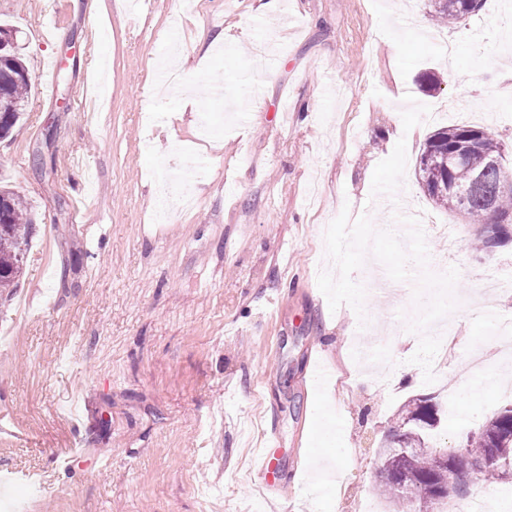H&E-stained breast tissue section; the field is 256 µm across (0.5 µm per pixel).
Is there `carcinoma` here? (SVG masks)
Listing matches in <instances>:
<instances>
[{
	"label": "carcinoma",
	"mask_w": 512,
	"mask_h": 512,
	"mask_svg": "<svg viewBox=\"0 0 512 512\" xmlns=\"http://www.w3.org/2000/svg\"><path fill=\"white\" fill-rule=\"evenodd\" d=\"M443 25L475 12L483 0H428ZM29 72L18 48L0 49V137H9L26 110ZM500 143L480 128L450 125L429 135L417 157L420 183L431 201L450 215L478 225L477 247L488 252L512 240V228L491 227L497 213L512 214V188H503L496 161ZM33 220L14 192L0 188V292L13 288L22 272ZM433 398L418 396L401 408L382 449L378 487L391 502L434 505L463 487L462 478L478 459L492 458L476 475L503 482L500 464H512V406L489 418L468 436L462 453L442 459L429 445V433L440 421Z\"/></svg>",
	"instance_id": "carcinoma-1"
}]
</instances>
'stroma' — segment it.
Returning <instances> with one entry per match:
<instances>
[{
  "mask_svg": "<svg viewBox=\"0 0 512 512\" xmlns=\"http://www.w3.org/2000/svg\"><path fill=\"white\" fill-rule=\"evenodd\" d=\"M125 2L57 0L46 17L0 0L31 78L0 142V186L35 216L18 284L0 295V469L41 476L0 495V512H357L365 499L394 512L377 472L409 398L434 397L432 442L448 449L512 403V354L486 337L489 318H512L498 277L512 241L476 252L475 225L438 209L416 174L426 137L453 124L500 141L512 172V0L443 28L427 0H284L273 20L254 0ZM219 28L223 49L206 53L201 32ZM428 31L458 44L454 64ZM174 38L196 68L184 112L154 98ZM188 155L204 172L177 207L163 188ZM343 211L395 232L397 213H420L431 270L458 268L443 379L407 362L414 280L385 291L359 269L367 326L330 310L317 277ZM475 350L496 384L464 394ZM318 363L335 378L312 389ZM328 418L342 448L320 444ZM272 431L270 493L251 475ZM77 438L83 461L58 470Z\"/></svg>",
  "mask_w": 512,
  "mask_h": 512,
  "instance_id": "stroma-1",
  "label": "stroma"
}]
</instances>
